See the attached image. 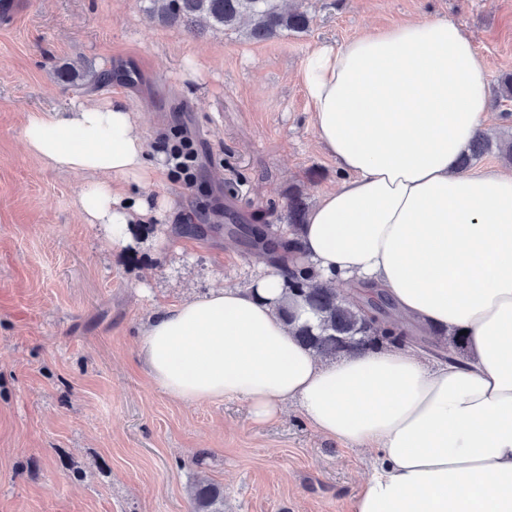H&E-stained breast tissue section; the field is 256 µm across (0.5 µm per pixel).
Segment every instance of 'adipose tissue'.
<instances>
[{"label": "adipose tissue", "instance_id": "ef3b65f1", "mask_svg": "<svg viewBox=\"0 0 512 512\" xmlns=\"http://www.w3.org/2000/svg\"><path fill=\"white\" fill-rule=\"evenodd\" d=\"M300 76L346 175L309 211L301 261L466 332V358L430 366L393 346L319 358L281 315L286 283L271 271L157 311L140 339L147 371L184 402H245L258 425L297 405L321 434L373 452L351 512H512V170L458 166L484 131V62L434 17L319 46ZM24 140L83 176L77 208L113 245L168 205L144 195L157 166L122 106L32 118Z\"/></svg>", "mask_w": 512, "mask_h": 512}]
</instances>
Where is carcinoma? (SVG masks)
<instances>
[{"mask_svg":"<svg viewBox=\"0 0 512 512\" xmlns=\"http://www.w3.org/2000/svg\"><path fill=\"white\" fill-rule=\"evenodd\" d=\"M145 12L157 23L169 25L191 23L204 18L210 26L223 32L238 31L241 23L249 21L245 31L248 38L266 41L285 32L303 33L310 25L308 12L297 7L286 10L283 0H142ZM497 149L500 157L512 165V137L490 141L478 136L461 160L463 167ZM308 205L294 195L288 198V224L297 228L305 223ZM236 231L255 246L256 255L276 266L288 280V298L301 300L319 319L317 328L301 326L296 336L301 342L323 358L351 350H360L376 343L390 342L401 345L419 340L430 350L440 354L444 346L435 334L406 322V318L381 294L356 288L348 300L337 297L333 288L314 281L315 274L290 268L285 264L282 251L290 248V240L271 237L268 225L247 224ZM193 512H224V491L212 483H199L192 487Z\"/></svg>","mask_w":512,"mask_h":512,"instance_id":"carcinoma-1","label":"carcinoma"}]
</instances>
